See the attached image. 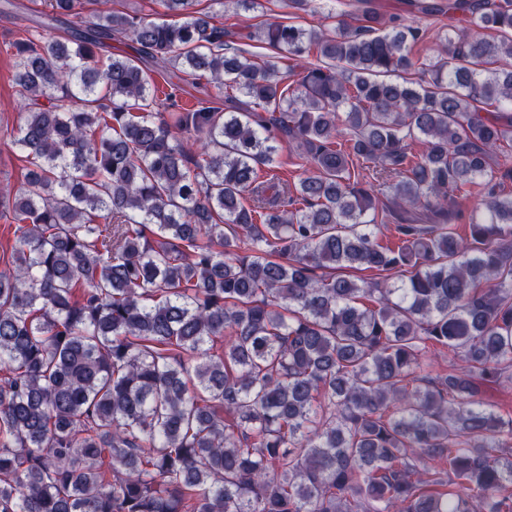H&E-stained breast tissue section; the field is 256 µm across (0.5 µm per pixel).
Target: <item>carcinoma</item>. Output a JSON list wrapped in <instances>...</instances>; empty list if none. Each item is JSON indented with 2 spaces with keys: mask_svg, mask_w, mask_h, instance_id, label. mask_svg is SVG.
<instances>
[{
  "mask_svg": "<svg viewBox=\"0 0 512 512\" xmlns=\"http://www.w3.org/2000/svg\"><path fill=\"white\" fill-rule=\"evenodd\" d=\"M195 2L87 24L49 0L69 37L15 43L0 512H512V417L478 384L512 374V196L492 165L512 147V0H406L448 15L415 81L424 31L372 0L352 23L256 26L284 73ZM114 40L139 60L99 63ZM149 61L248 107L171 124L155 108L180 87ZM286 144L292 183L261 174ZM470 186L463 237L448 201ZM430 344L467 370L416 376Z\"/></svg>",
  "mask_w": 512,
  "mask_h": 512,
  "instance_id": "cac0c4a2",
  "label": "carcinoma"
}]
</instances>
